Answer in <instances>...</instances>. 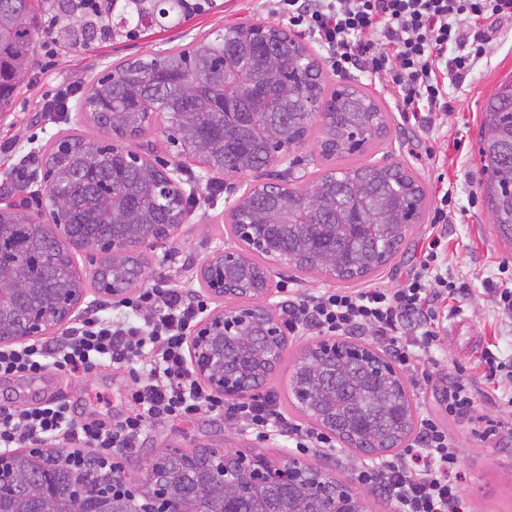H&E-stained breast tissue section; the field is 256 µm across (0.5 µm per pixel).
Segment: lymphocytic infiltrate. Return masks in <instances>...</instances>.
I'll use <instances>...</instances> for the list:
<instances>
[{"label": "lymphocytic infiltrate", "mask_w": 512, "mask_h": 512, "mask_svg": "<svg viewBox=\"0 0 512 512\" xmlns=\"http://www.w3.org/2000/svg\"><path fill=\"white\" fill-rule=\"evenodd\" d=\"M291 25L304 27L322 46L336 72L382 77L398 111L418 114L448 107V86L472 72L485 54L484 26L512 17V0H276ZM453 198L438 197L430 241L415 272L400 288L377 286L301 294L289 289L282 307L290 336L366 332L382 341L399 367L422 375L434 365L440 342L439 308L458 286L445 268L446 224ZM119 307L137 322L91 312L64 336L0 348V377H35L55 369L87 372L107 363L129 368L132 411L109 425L78 417L69 402L52 400L15 410L0 406V448L27 444H85L113 452L137 447L149 426L192 420L202 411L254 432L287 438L294 453L333 448L327 434L290 421L269 394L227 402L192 374L189 340L207 300L194 288L153 286L123 298ZM417 318L420 333L403 338L402 325ZM477 395L463 378L449 381L446 420L423 417L415 439L395 455L365 464L356 482L389 497L397 512H469L458 483L461 457L449 422L474 417Z\"/></svg>", "instance_id": "1"}]
</instances>
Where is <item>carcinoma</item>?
<instances>
[{
    "label": "carcinoma",
    "mask_w": 512,
    "mask_h": 512,
    "mask_svg": "<svg viewBox=\"0 0 512 512\" xmlns=\"http://www.w3.org/2000/svg\"><path fill=\"white\" fill-rule=\"evenodd\" d=\"M212 0H165L159 10L171 27L210 9ZM155 0H23L17 13L0 11V112H7L19 82L32 62L34 36L42 25L64 47L84 51L98 42L128 38L137 23L154 11ZM288 61L293 76L279 63ZM320 103L322 175L303 189L271 184L242 200L255 235L273 252H286L304 271L333 272L350 281L373 273L391 259L404 240V225L423 216L426 193L414 175L400 165H346L387 133L379 102L351 86L328 87L318 60L308 47L278 27L235 26L196 45L162 57L118 64L105 80L83 95L94 124L112 135L106 141L70 133L47 152L46 171L63 189L48 215L16 207L0 208V225L13 227L0 242V281L33 286L52 272L64 274L61 287L79 294L85 288L66 241L83 246L97 237H112V225L133 224L131 234L116 239L115 258L100 265L103 276L131 283L132 269L145 260L120 246L125 240L155 236V225L180 212L177 194L157 192L159 176L148 162L134 167L125 160L131 142L164 123L178 154L208 160L210 167L239 173L270 164L274 144L296 149L313 120L305 100ZM480 188L502 240L512 244V81L488 99L480 125ZM245 367L228 356L229 374L258 388L269 375L263 365V339L242 336ZM318 343L294 360L291 394L294 406L320 426L336 433L360 455L399 447L412 429L413 415L405 386L395 371L380 379L365 367L366 350L351 357L327 358ZM102 489L116 491L112 472L95 456L61 451L19 454L0 469V494L21 512H91V501L70 490L75 473ZM336 483L347 498L351 489L312 465L299 473V483L278 501L281 512H325L336 506L320 477ZM205 478L216 491L224 489L218 462L202 450L177 455L161 450L149 460L141 488L123 493L137 512H157L152 485L172 480L174 494L193 501L196 481ZM238 478L232 502L240 512H257V491L246 492Z\"/></svg>",
    "instance_id": "carcinoma-1"
}]
</instances>
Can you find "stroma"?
<instances>
[{"label":"stroma","mask_w":512,"mask_h":512,"mask_svg":"<svg viewBox=\"0 0 512 512\" xmlns=\"http://www.w3.org/2000/svg\"><path fill=\"white\" fill-rule=\"evenodd\" d=\"M247 22L288 26L287 16L276 11L273 0H214L209 12L177 27L154 26L140 32L136 39L82 54L69 52L47 36H38L32 67L16 88L10 111L0 114V143L8 140L13 144L8 155L0 154V207L24 203L30 212L45 210L41 177L44 154L57 139L73 131L102 138V131L82 111L80 100L114 63L166 54L200 41L212 31ZM485 33V57L462 85L449 86L447 111L426 112L421 118H413L397 111L381 81L363 73L357 76L358 87L374 96L387 113L388 132L376 148L357 155L356 163H401L423 186L426 207L419 223L407 231L398 254L378 272L352 280V287H400L422 258L440 188L450 187L455 197L454 214L448 220V264L456 282L464 284L467 292L449 298L447 310L440 317L441 341L435 353V368L429 369L424 379L406 372L401 375L418 419L427 415L443 417L442 392L450 378L457 375L472 381L479 395L480 414L512 423V410L492 398L496 392L512 393V378L502 371L494 380H486L482 365L488 351L500 361L512 362V314L498 309L492 295L493 289L512 285V246L505 245L493 228L480 189L483 175L479 155L485 103L500 84L512 81V18L487 22ZM64 93L71 94L72 99L62 118L41 111L39 100L51 101ZM135 148L149 158L179 163L180 186L193 197L184 224L162 243L142 248L148 267L140 284L175 288L188 284L205 290L201 266L217 249L236 243L230 232L229 203L254 185L272 181L283 168L272 165L236 176L201 170L193 162L178 159L159 125L152 126ZM268 269L276 303L282 301L281 289L287 284L302 292L341 285L340 280L293 267L286 269L272 263ZM319 340L314 333L290 339L277 370L263 384L264 390L276 394L283 411L305 426L310 420L294 407L289 381L295 356ZM44 382L45 390L39 395L28 378L0 380V406L34 408L45 395L70 401L83 416L109 422L131 410L125 394L133 379L123 367L105 365L77 377L51 370ZM448 429L461 450V488L472 512H512V441L480 439L474 425L467 421L450 423ZM163 448H237L273 462L290 454L287 438L256 439L223 416L204 411L188 422L148 427L138 448L122 458L127 479H137L146 461ZM304 460L349 485L358 466L365 462L364 456L355 455L342 444L332 451L305 455Z\"/></svg>","instance_id":"35a3bbf8"}]
</instances>
